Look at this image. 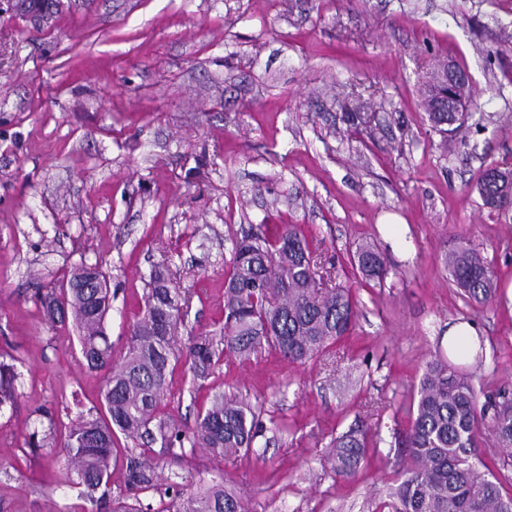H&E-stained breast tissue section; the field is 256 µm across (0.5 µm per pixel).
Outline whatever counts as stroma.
Returning <instances> with one entry per match:
<instances>
[{
  "label": "stroma",
  "instance_id": "1",
  "mask_svg": "<svg viewBox=\"0 0 512 512\" xmlns=\"http://www.w3.org/2000/svg\"><path fill=\"white\" fill-rule=\"evenodd\" d=\"M446 60L470 77L473 118L442 134L419 88ZM491 165L512 166V0H0V360L18 375L0 409V512L93 509L59 437L99 408L104 375L45 320L40 294L100 264L117 359L165 269L192 292L179 345L217 337L232 242L270 224L298 225L335 266L349 335L303 365L267 348L225 357L202 381L178 360L159 418L190 428L221 393L249 401L262 433L231 459L118 436L107 497L164 512L168 484L221 482L251 512H393L408 407L427 362L447 359L450 324L471 321L481 346L454 369L479 394L512 393V215L475 189ZM366 242L383 283L349 271ZM462 243L497 288L487 303L450 278ZM352 430L368 444L342 478L328 453ZM133 456L153 464L155 489L127 486Z\"/></svg>",
  "mask_w": 512,
  "mask_h": 512
}]
</instances>
